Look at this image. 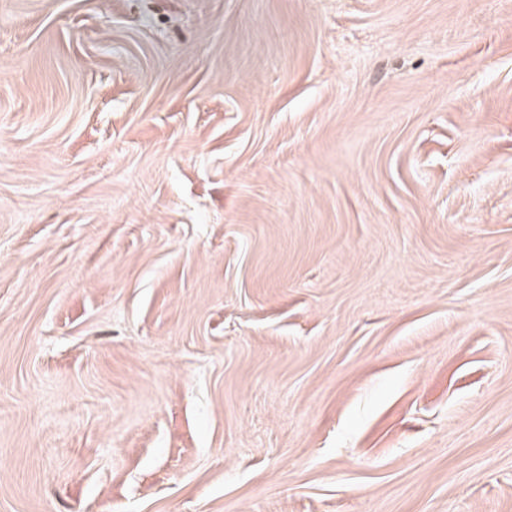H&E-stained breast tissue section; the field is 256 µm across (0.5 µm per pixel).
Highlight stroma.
<instances>
[{"mask_svg":"<svg viewBox=\"0 0 512 512\" xmlns=\"http://www.w3.org/2000/svg\"><path fill=\"white\" fill-rule=\"evenodd\" d=\"M0 512H512V0H0Z\"/></svg>","mask_w":512,"mask_h":512,"instance_id":"obj_1","label":"stroma"}]
</instances>
